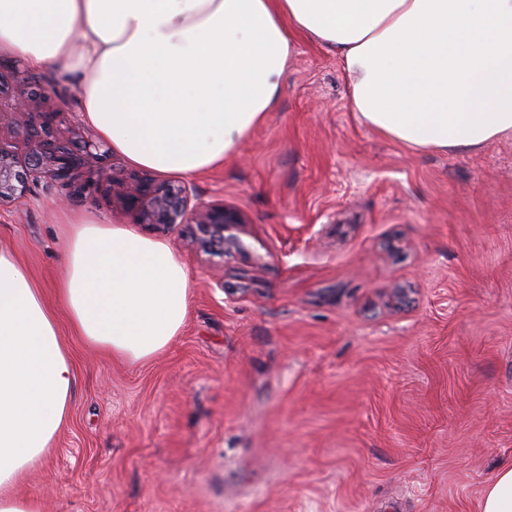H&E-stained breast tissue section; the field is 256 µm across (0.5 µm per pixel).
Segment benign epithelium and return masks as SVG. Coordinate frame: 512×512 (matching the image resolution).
<instances>
[{
    "mask_svg": "<svg viewBox=\"0 0 512 512\" xmlns=\"http://www.w3.org/2000/svg\"><path fill=\"white\" fill-rule=\"evenodd\" d=\"M51 92L54 96L52 109L43 113L47 122L62 111H72V96L55 88ZM68 151V147L45 139L27 161L21 162L8 146L0 143V203L23 197L30 186L41 182L66 199L82 197L102 186H119L137 223L194 224L200 233L198 243L209 253L222 254L237 245L236 238L225 235V231L234 224L244 223L242 214L234 208L197 199L193 184L135 173L124 180L113 170L100 166L90 169L85 182L77 186L73 162L66 156Z\"/></svg>",
    "mask_w": 512,
    "mask_h": 512,
    "instance_id": "1",
    "label": "benign epithelium"
}]
</instances>
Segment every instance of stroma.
<instances>
[{"instance_id": "obj_1", "label": "stroma", "mask_w": 512, "mask_h": 512, "mask_svg": "<svg viewBox=\"0 0 512 512\" xmlns=\"http://www.w3.org/2000/svg\"><path fill=\"white\" fill-rule=\"evenodd\" d=\"M52 86L77 92L0 60L18 155L86 138L71 114L44 124ZM193 183L241 211L240 248L137 225L186 264L187 324L135 366L61 325L70 416L24 494L40 512H477L512 459V137L411 151L360 123L335 54L303 41L264 124ZM73 212L134 223L117 187L0 203V246L48 293Z\"/></svg>"}]
</instances>
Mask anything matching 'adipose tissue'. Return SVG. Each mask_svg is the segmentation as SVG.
Wrapping results in <instances>:
<instances>
[{
	"mask_svg": "<svg viewBox=\"0 0 512 512\" xmlns=\"http://www.w3.org/2000/svg\"><path fill=\"white\" fill-rule=\"evenodd\" d=\"M332 51L359 121L414 151L512 136V0H0V51L74 82L85 122L132 165L195 177L278 100L298 40ZM48 302L0 248V512H38L23 477L70 415L58 317L128 365L179 336L190 275L166 240L72 216ZM478 512H512V463Z\"/></svg>",
	"mask_w": 512,
	"mask_h": 512,
	"instance_id": "ef3b65f1",
	"label": "adipose tissue"
}]
</instances>
